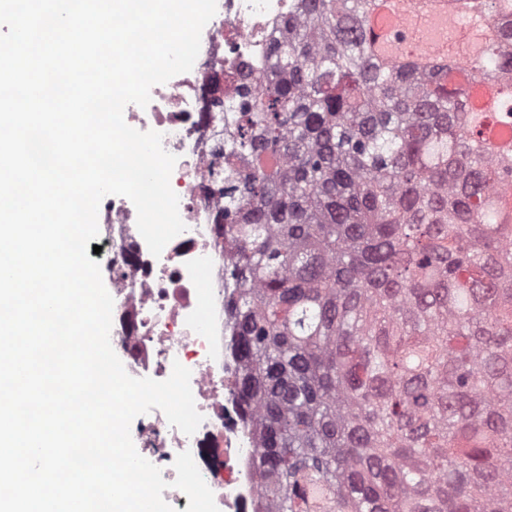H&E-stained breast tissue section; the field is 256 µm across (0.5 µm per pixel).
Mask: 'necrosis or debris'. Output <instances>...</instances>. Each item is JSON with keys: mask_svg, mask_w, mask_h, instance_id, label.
Wrapping results in <instances>:
<instances>
[{"mask_svg": "<svg viewBox=\"0 0 512 512\" xmlns=\"http://www.w3.org/2000/svg\"><path fill=\"white\" fill-rule=\"evenodd\" d=\"M293 9L294 0H217L192 70L154 86L147 107L126 106V123L162 133L164 149L177 158L170 185L186 229L161 256L150 253L129 199L105 196L98 211V259L112 269L113 349L134 377L167 379L177 362L190 369L203 417L188 436L155 408L138 416L131 435L170 484L177 454L190 451L219 512H261L262 494L252 475L255 438L236 394L240 365L225 286L231 255L224 198L211 174L224 167V100L235 87L266 78L269 39Z\"/></svg>", "mask_w": 512, "mask_h": 512, "instance_id": "obj_1", "label": "necrosis or debris"}]
</instances>
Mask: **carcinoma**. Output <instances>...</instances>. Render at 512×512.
Masks as SVG:
<instances>
[{"label": "carcinoma", "mask_w": 512, "mask_h": 512, "mask_svg": "<svg viewBox=\"0 0 512 512\" xmlns=\"http://www.w3.org/2000/svg\"><path fill=\"white\" fill-rule=\"evenodd\" d=\"M378 59L375 0H297L224 102V249L265 512H512V0ZM489 40H459L473 14Z\"/></svg>", "instance_id": "obj_1"}]
</instances>
